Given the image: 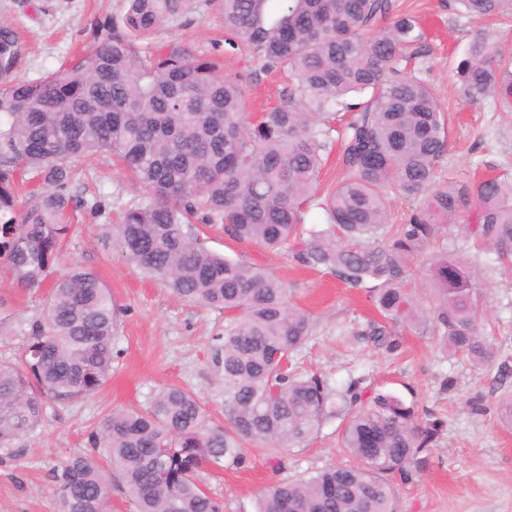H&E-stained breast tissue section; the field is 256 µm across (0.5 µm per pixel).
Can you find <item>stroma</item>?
<instances>
[{"mask_svg":"<svg viewBox=\"0 0 512 512\" xmlns=\"http://www.w3.org/2000/svg\"><path fill=\"white\" fill-rule=\"evenodd\" d=\"M397 5L416 15L425 30V53L411 68L430 85L447 119L448 151L437 167L438 181L512 177V112L500 111L490 99H465L455 76L479 36L494 42L512 63V23L466 17L456 11L454 0H397ZM120 10V0H0V19L21 35L18 75L37 79L57 69L92 44L95 20ZM158 40L220 57L225 75L239 79L250 117L278 104L288 83L284 72L265 70L247 46L225 50L217 0H199L194 12L166 20ZM73 191L101 202L102 209L76 213V230L58 266L78 263L108 286L117 313V353L96 394L49 403L42 424L20 441V456L0 462V512H58L51 469L70 455L89 452L88 435L105 414L145 408L165 385L189 388L204 403L211 425L224 423L223 386L211 363L212 338L224 326L223 314L178 299L100 241L102 225L115 223L121 205L137 193L111 157H99ZM198 230L210 250L280 277L292 301L309 312L314 333L297 357L303 368L334 386L367 377L414 404L420 420L439 422V434L422 452L412 479L389 477L398 512H512V429L500 423V403L512 396V376L501 378L498 369L503 361L512 367V274H479L484 331L497 360L478 368L447 355L429 333L410 326L389 327L390 346L376 345L367 332L380 317L365 293L347 288L328 271L298 264L291 255L235 241L222 225L202 224ZM455 246L473 260L485 259L463 229L444 226L408 260L407 286L423 313H430L432 305L430 258ZM46 295V289L13 284L0 263L1 311L34 317ZM340 439V423L332 420L300 447L274 454L263 444H250L247 468L211 474L207 484L223 500L224 512H255L258 495L280 478L329 465H356L355 457L341 451Z\"/></svg>","mask_w":512,"mask_h":512,"instance_id":"35a3bbf8","label":"stroma"}]
</instances>
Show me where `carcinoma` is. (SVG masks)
<instances>
[{"label":"carcinoma","instance_id":"obj_1","mask_svg":"<svg viewBox=\"0 0 512 512\" xmlns=\"http://www.w3.org/2000/svg\"><path fill=\"white\" fill-rule=\"evenodd\" d=\"M199 0H122L97 21L94 45L36 80L15 76L21 42L0 20V259L21 288L44 285L59 262L80 201L78 173L108 154L138 194L105 225V242L181 299L224 312L212 365L224 386V427L200 399L165 386L144 411H114L91 431L92 453L53 469L59 512H112L117 474L135 512H224L207 489L210 469H241L250 443L299 447L328 420L344 423L342 447L361 465L329 466L271 484L256 512H396L387 475L410 476L438 435L412 404L351 380L333 388L285 362L311 335L310 313L276 276L205 246L194 222L330 272L360 290L394 325L423 324L406 288L407 256L457 218L490 255L487 270L512 272V178L436 181L448 148L446 119L430 86L401 66L422 55L415 16L394 0H219L224 42L247 44L269 69L288 70L282 102L247 120L241 84L221 59L186 45L149 54L138 42ZM469 17L512 18V0H457ZM456 76L464 96L512 102V70L476 39ZM368 93L362 103L348 98ZM350 111L341 175L317 182L336 120ZM396 186L419 201L409 223L389 224ZM326 226L303 224L315 199ZM432 335L451 355L493 362L476 269L460 249L433 256ZM116 311L100 278L71 265L50 286L43 316L0 317V340L21 336L0 360V461L43 421L50 402L94 394L112 372Z\"/></svg>","mask_w":512,"mask_h":512}]
</instances>
